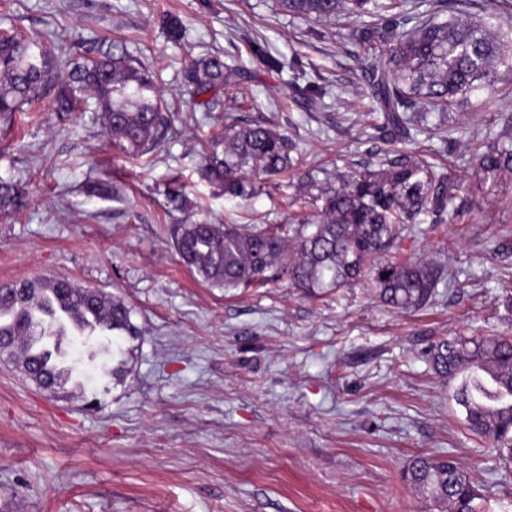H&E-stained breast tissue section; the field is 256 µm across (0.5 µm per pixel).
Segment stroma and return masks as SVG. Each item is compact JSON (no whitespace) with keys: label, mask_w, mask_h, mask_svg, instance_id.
Instances as JSON below:
<instances>
[{"label":"stroma","mask_w":512,"mask_h":512,"mask_svg":"<svg viewBox=\"0 0 512 512\" xmlns=\"http://www.w3.org/2000/svg\"><path fill=\"white\" fill-rule=\"evenodd\" d=\"M350 29L345 15L303 19L280 0H0V34L47 39L62 57L122 42L173 114L164 144L138 160L113 147L91 98L72 112L46 98L0 126V181L24 199L0 215V284L67 278L122 298L138 331L122 342L120 381L111 355L88 358L99 336L65 342L87 377L74 394L0 363V512H442L404 478L418 455L457 459L485 512H512V460L467 429L455 381L427 356L450 336H512V176L485 185L474 163L512 143V78L413 134L469 203L397 232L399 257L440 271L419 309L385 306L363 284L320 297L285 279L227 292L176 253L174 225L283 224L307 215L309 180L380 168L371 67ZM259 47L299 70L268 69ZM207 56L236 84L208 110L180 95L189 58ZM307 86L327 94L310 103ZM228 114L295 145L294 169L245 202L201 167ZM173 178L180 209L166 195Z\"/></svg>","instance_id":"obj_1"}]
</instances>
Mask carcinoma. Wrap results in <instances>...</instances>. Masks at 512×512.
<instances>
[{
	"label": "carcinoma",
	"instance_id": "1",
	"mask_svg": "<svg viewBox=\"0 0 512 512\" xmlns=\"http://www.w3.org/2000/svg\"><path fill=\"white\" fill-rule=\"evenodd\" d=\"M294 16L327 19L340 12L353 18L351 34L371 54H380L369 82L377 129L390 144L404 143L411 127L427 115L451 112L475 89L512 75V46L483 18L442 14L440 8L418 17L399 9V0H281ZM232 86L224 60L193 58L183 73L187 101L208 107ZM81 94L96 100L113 145L139 158L157 150L172 130L162 93L149 70L138 64L125 45L112 42L98 57L76 62L56 56L38 39L0 38V124L11 125L24 106L52 97L57 112L73 111ZM208 177L224 195L247 201L258 187L257 175L275 176L294 166L288 139L264 124L227 117L224 133L203 151ZM483 179L512 174V145L476 154ZM461 187L424 159L401 151L378 170L364 169L319 188L317 219L291 224L248 227L199 221L180 224L175 244L180 258L212 288L226 291L263 285L288 276L310 296L367 283L380 300L408 311L432 296L437 269L427 261L409 262L390 252L396 226L413 224L430 213L442 222L465 204ZM22 205L18 189L0 182V212ZM0 346L18 361L26 377L46 389L71 382L75 368L66 364L61 345L29 338V327L43 325L56 336L85 329L112 337V377L127 372L129 351L120 340L136 338L132 310L119 298L66 279L39 278L11 285L0 299ZM435 371L459 380L452 398L465 422L487 439L502 457L512 459V338L442 339L429 349ZM405 479L448 512H483L476 482L453 458H414Z\"/></svg>",
	"mask_w": 512,
	"mask_h": 512
}]
</instances>
